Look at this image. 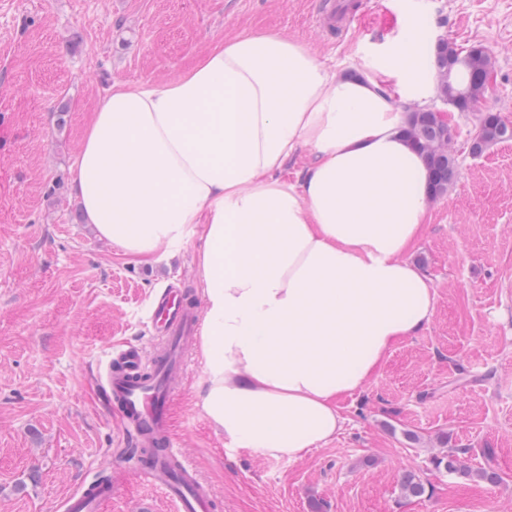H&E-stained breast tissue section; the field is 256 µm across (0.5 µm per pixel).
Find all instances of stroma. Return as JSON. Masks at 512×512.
I'll list each match as a JSON object with an SVG mask.
<instances>
[{
	"mask_svg": "<svg viewBox=\"0 0 512 512\" xmlns=\"http://www.w3.org/2000/svg\"><path fill=\"white\" fill-rule=\"evenodd\" d=\"M322 28L316 0H0V512H59L88 474L126 455L91 376L115 343L153 355L151 304L177 286L203 312L196 244L151 263L117 255L77 219L72 166L112 84L178 79L243 32L302 41L336 69L364 67L416 15L433 37L483 47L494 92L447 110L458 159L409 259L434 315L398 340L377 375L341 402L342 432L288 461L231 450L198 405L197 346L171 398L173 438L215 496V512H512V140L471 154L481 116L512 124V0H357ZM459 453L497 484L436 468ZM424 483L405 496L401 478ZM99 512H176L127 476Z\"/></svg>",
	"mask_w": 512,
	"mask_h": 512,
	"instance_id": "35a3bbf8",
	"label": "stroma"
}]
</instances>
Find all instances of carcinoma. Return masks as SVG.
<instances>
[{"label": "carcinoma", "mask_w": 512, "mask_h": 512, "mask_svg": "<svg viewBox=\"0 0 512 512\" xmlns=\"http://www.w3.org/2000/svg\"><path fill=\"white\" fill-rule=\"evenodd\" d=\"M434 69L437 96L458 111L466 112L485 95L484 78L493 73L494 59L482 47L465 52L450 41L440 42L434 47ZM406 133L426 158L431 174V196L445 194L457 166V158L448 148L449 129L435 112L418 108L408 111ZM511 139L512 125L494 113H487L480 119L478 130L470 143V151L478 155L493 144ZM436 467L474 482H499L497 473L475 471L454 453L437 459ZM401 490L409 497H419L424 493V484L417 474L406 473L402 477Z\"/></svg>", "instance_id": "carcinoma-1"}]
</instances>
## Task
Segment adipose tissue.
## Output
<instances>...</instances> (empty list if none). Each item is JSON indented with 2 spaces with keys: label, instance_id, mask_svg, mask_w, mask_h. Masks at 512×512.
I'll list each match as a JSON object with an SVG mask.
<instances>
[{
  "label": "adipose tissue",
  "instance_id": "ef3b65f1",
  "mask_svg": "<svg viewBox=\"0 0 512 512\" xmlns=\"http://www.w3.org/2000/svg\"><path fill=\"white\" fill-rule=\"evenodd\" d=\"M426 39L415 19L348 75L299 40L242 33L176 81L114 84L86 127L73 180L96 237L141 262L200 243L199 406L242 449L293 460L336 435L340 400L432 319L405 258L430 175L384 85L429 97Z\"/></svg>",
  "mask_w": 512,
  "mask_h": 512
}]
</instances>
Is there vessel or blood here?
Listing matches in <instances>:
<instances>
[{
    "label": "vessel or blood",
    "mask_w": 512,
    "mask_h": 512,
    "mask_svg": "<svg viewBox=\"0 0 512 512\" xmlns=\"http://www.w3.org/2000/svg\"><path fill=\"white\" fill-rule=\"evenodd\" d=\"M151 320L164 340L163 347L150 357L132 346L108 352L97 376L132 446L124 470L161 489L177 512H211L212 491L177 448L168 423L173 384L187 366L181 346L192 340L196 317L182 293L171 289L158 299ZM115 489L112 482L83 481L60 508L62 512H96Z\"/></svg>",
    "instance_id": "b4317fda"
}]
</instances>
